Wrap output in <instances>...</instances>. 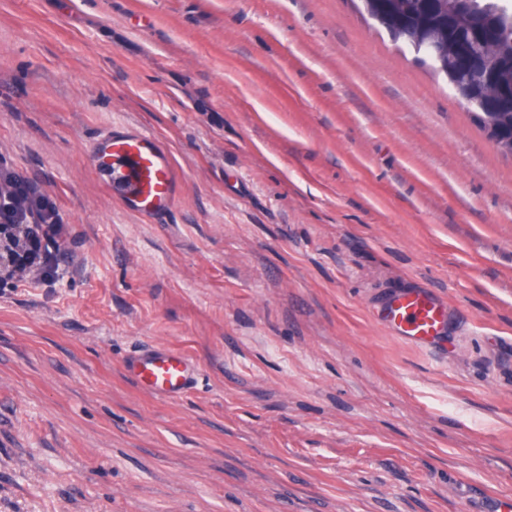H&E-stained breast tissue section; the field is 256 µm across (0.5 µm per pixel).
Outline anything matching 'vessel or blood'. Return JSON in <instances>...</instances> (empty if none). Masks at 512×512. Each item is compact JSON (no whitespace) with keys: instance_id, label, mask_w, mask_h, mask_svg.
I'll list each match as a JSON object with an SVG mask.
<instances>
[{"instance_id":"vessel-or-blood-1","label":"vessel or blood","mask_w":512,"mask_h":512,"mask_svg":"<svg viewBox=\"0 0 512 512\" xmlns=\"http://www.w3.org/2000/svg\"><path fill=\"white\" fill-rule=\"evenodd\" d=\"M95 170L112 174L123 206L158 223L177 205L180 182L169 154L151 133L129 125L112 126L90 149ZM379 327L407 344L433 347L443 342L451 326L446 299L426 288H405L387 295L373 314ZM124 372L142 391L174 399L196 383L193 363L165 344L126 357Z\"/></svg>"}]
</instances>
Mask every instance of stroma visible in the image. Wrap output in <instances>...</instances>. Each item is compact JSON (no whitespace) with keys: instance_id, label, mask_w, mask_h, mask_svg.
Instances as JSON below:
<instances>
[{"instance_id":"35a3bbf8","label":"stroma","mask_w":512,"mask_h":512,"mask_svg":"<svg viewBox=\"0 0 512 512\" xmlns=\"http://www.w3.org/2000/svg\"><path fill=\"white\" fill-rule=\"evenodd\" d=\"M155 135L167 221L89 148ZM0 160L60 269L0 280V512H494L512 496V156L355 0H0ZM447 297L445 344L378 328ZM198 366L168 401L126 356ZM373 319L391 336L417 347L439 345L451 326L448 299L427 288H404L388 294Z\"/></svg>"}]
</instances>
